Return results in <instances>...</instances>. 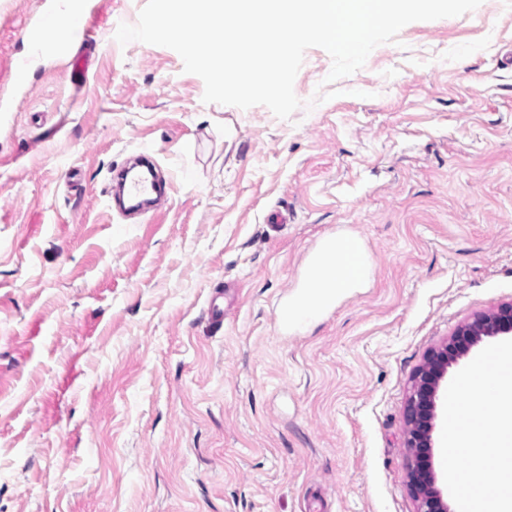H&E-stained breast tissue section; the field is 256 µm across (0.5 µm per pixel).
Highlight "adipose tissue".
Masks as SVG:
<instances>
[{
	"label": "adipose tissue",
	"instance_id": "1",
	"mask_svg": "<svg viewBox=\"0 0 512 512\" xmlns=\"http://www.w3.org/2000/svg\"><path fill=\"white\" fill-rule=\"evenodd\" d=\"M369 273V255L361 240L347 234L336 237L327 258L315 275L309 276L303 297L289 315L296 325H304L351 289L361 287Z\"/></svg>",
	"mask_w": 512,
	"mask_h": 512
}]
</instances>
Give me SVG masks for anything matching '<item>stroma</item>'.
<instances>
[{"label": "stroma", "mask_w": 512, "mask_h": 512, "mask_svg": "<svg viewBox=\"0 0 512 512\" xmlns=\"http://www.w3.org/2000/svg\"><path fill=\"white\" fill-rule=\"evenodd\" d=\"M146 2L86 0L87 39L21 79L56 0H0V512H417L412 375L512 303V0L332 82L307 49L287 119L120 45ZM140 155L167 205L131 221L107 184ZM331 233L371 278L283 331Z\"/></svg>", "instance_id": "stroma-1"}]
</instances>
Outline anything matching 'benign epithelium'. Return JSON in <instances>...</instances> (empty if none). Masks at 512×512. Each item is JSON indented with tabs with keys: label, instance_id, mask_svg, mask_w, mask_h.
<instances>
[{
	"label": "benign epithelium",
	"instance_id": "7a95c632",
	"mask_svg": "<svg viewBox=\"0 0 512 512\" xmlns=\"http://www.w3.org/2000/svg\"><path fill=\"white\" fill-rule=\"evenodd\" d=\"M498 335H512V303L458 327L443 345L430 352L426 363L413 375L406 412V444L411 452L410 483L418 502V512H449L448 503L437 487L431 461L432 430L447 368L483 337Z\"/></svg>",
	"mask_w": 512,
	"mask_h": 512
}]
</instances>
